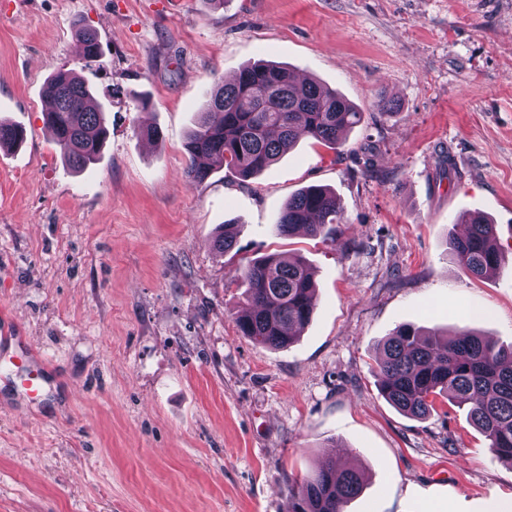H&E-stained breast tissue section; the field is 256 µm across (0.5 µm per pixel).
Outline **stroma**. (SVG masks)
<instances>
[{"instance_id":"stroma-1","label":"stroma","mask_w":512,"mask_h":512,"mask_svg":"<svg viewBox=\"0 0 512 512\" xmlns=\"http://www.w3.org/2000/svg\"><path fill=\"white\" fill-rule=\"evenodd\" d=\"M82 24L102 43L88 69ZM259 60L336 89L362 122L338 150L303 136L255 177L187 181L216 82ZM61 69L109 123L81 173L43 124ZM0 120L27 134L0 149V313L60 388L39 406L0 396V512H287L293 479L339 449L367 474L346 512L512 503V465L466 409L440 398L412 419L373 374L403 324L512 344V0H0ZM309 185L335 191L340 223L278 234ZM473 214L506 256L488 279L448 248ZM223 224L237 238L221 253ZM272 252L317 280L280 350L235 326L240 272Z\"/></svg>"}]
</instances>
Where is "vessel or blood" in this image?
I'll list each match as a JSON object with an SVG mask.
<instances>
[{"label":"vessel or blood","mask_w":512,"mask_h":512,"mask_svg":"<svg viewBox=\"0 0 512 512\" xmlns=\"http://www.w3.org/2000/svg\"><path fill=\"white\" fill-rule=\"evenodd\" d=\"M48 358L21 335L19 329L0 319V378L28 401L39 403L53 393L48 377Z\"/></svg>","instance_id":"obj_1"}]
</instances>
